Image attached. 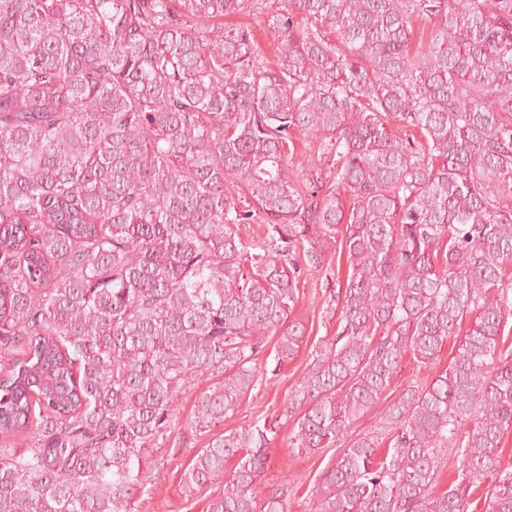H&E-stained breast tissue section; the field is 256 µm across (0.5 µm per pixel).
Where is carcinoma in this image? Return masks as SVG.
Segmentation results:
<instances>
[{
    "label": "carcinoma",
    "instance_id": "cac0c4a2",
    "mask_svg": "<svg viewBox=\"0 0 512 512\" xmlns=\"http://www.w3.org/2000/svg\"><path fill=\"white\" fill-rule=\"evenodd\" d=\"M258 2L0 0V512H137L183 391L213 379L200 434L234 415L264 336L279 366L302 348L299 284L333 250L336 335L288 392L289 447L346 442L315 512H468L486 478L485 512H512V0H282L274 68L224 25ZM449 342L386 448L352 435ZM277 434L214 436L184 494L285 512L258 484ZM450 344H445L442 348V355L437 360L440 364H436L435 368H425L419 370L414 364H408L403 368L401 374L394 380L392 386L381 397L380 401L367 412L356 424L353 434H371L374 436L384 437V415L389 406L395 402L404 388L411 382L418 381V384L430 382L436 374H438L448 363L452 353L450 352Z\"/></svg>",
    "mask_w": 512,
    "mask_h": 512
}]
</instances>
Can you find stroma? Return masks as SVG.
Masks as SVG:
<instances>
[{"label": "stroma", "mask_w": 512, "mask_h": 512, "mask_svg": "<svg viewBox=\"0 0 512 512\" xmlns=\"http://www.w3.org/2000/svg\"><path fill=\"white\" fill-rule=\"evenodd\" d=\"M281 0H263L260 12H250L229 16L232 24L250 26L255 40L268 62L278 58L276 30L268 26L270 15L277 13ZM329 270H320L307 276L300 285V297L293 312L296 319L305 323L309 334L299 353L283 365H276L270 354L276 343L275 336H268L262 350L267 362L261 367L258 381L251 391L245 394L237 412L225 420V429H235L250 425L258 418L278 420L280 433L268 452V464L261 477L262 487L284 485L288 488V512H314L313 487L318 483L323 471L340 454V447L322 449L314 454H306L289 447L288 436L297 419L288 404V392L305 375L313 346L325 337L334 335L335 321L326 319L323 302L329 289L335 288L336 278L345 274V263L339 262L337 255H328ZM436 375L435 368H418L406 365L392 386L380 401L367 412L355 425L359 434L384 436V415L395 402L404 388L410 383H425ZM198 389H191L180 401V423L175 424L166 441L153 452L154 487L151 495L143 497L139 512H207V497L185 496L181 484V472L192 456L206 445L208 438L184 429L182 421L190 414Z\"/></svg>", "instance_id": "obj_1"}]
</instances>
